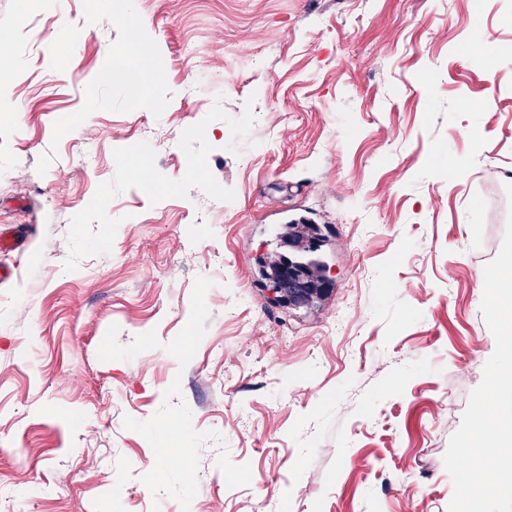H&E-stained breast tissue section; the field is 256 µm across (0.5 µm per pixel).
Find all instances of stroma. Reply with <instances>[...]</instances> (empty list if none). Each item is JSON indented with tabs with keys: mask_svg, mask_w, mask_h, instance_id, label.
Listing matches in <instances>:
<instances>
[{
	"mask_svg": "<svg viewBox=\"0 0 512 512\" xmlns=\"http://www.w3.org/2000/svg\"><path fill=\"white\" fill-rule=\"evenodd\" d=\"M134 2L139 99L91 0H0V229L25 242L0 251V512H448L512 212V0ZM302 219L333 286L276 305L257 260ZM113 324L162 346L100 360ZM176 379L252 469L228 488L206 445L186 510L123 424ZM132 2L133 1L128 2L127 10L124 12V15L120 20L133 32L132 37L125 46L124 56L127 61H130L132 67L137 73H124L118 71L117 75L124 79L128 91L132 95H137L145 85L144 81L146 76L143 71L148 67L147 62L151 55V46L143 34L147 23L137 16V13L134 10H132Z\"/></svg>",
	"mask_w": 512,
	"mask_h": 512,
	"instance_id": "35a3bbf8",
	"label": "stroma"
}]
</instances>
